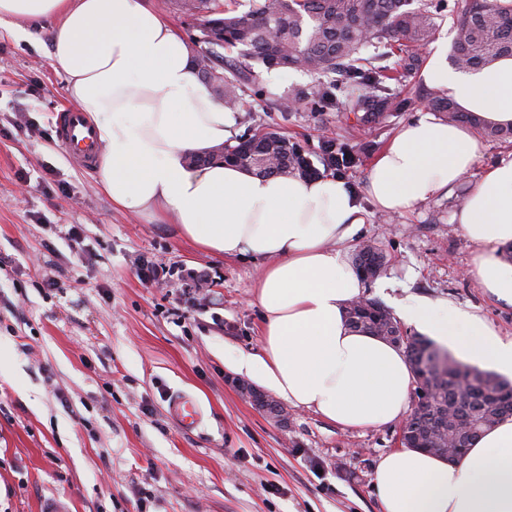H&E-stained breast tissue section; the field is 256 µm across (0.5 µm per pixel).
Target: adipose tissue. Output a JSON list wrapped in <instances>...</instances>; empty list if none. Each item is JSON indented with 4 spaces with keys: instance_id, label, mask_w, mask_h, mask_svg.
Listing matches in <instances>:
<instances>
[{
    "instance_id": "1",
    "label": "adipose tissue",
    "mask_w": 512,
    "mask_h": 512,
    "mask_svg": "<svg viewBox=\"0 0 512 512\" xmlns=\"http://www.w3.org/2000/svg\"><path fill=\"white\" fill-rule=\"evenodd\" d=\"M56 20L47 53L101 150L99 182L114 208L174 220L181 237L224 257L265 266L256 284L260 352L234 370L294 406L337 425L374 428L405 417L412 374L401 348L349 326L345 307L365 288L348 256L365 222L346 181L259 177L220 160L188 164L232 141L239 115L205 83L172 25L146 0H0V25L20 37ZM424 81L464 111L512 123V57L471 73L433 56ZM463 127L421 115L376 156L366 195L380 211L414 210L462 180L478 160ZM474 243L468 270L512 305V155L486 168L453 216ZM417 332L458 358L512 375V340L448 301L414 298L397 308ZM373 484L382 512H512V418L486 430L449 463L429 451L381 455Z\"/></svg>"
}]
</instances>
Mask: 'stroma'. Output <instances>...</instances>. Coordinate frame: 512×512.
<instances>
[{
  "label": "stroma",
  "instance_id": "stroma-1",
  "mask_svg": "<svg viewBox=\"0 0 512 512\" xmlns=\"http://www.w3.org/2000/svg\"><path fill=\"white\" fill-rule=\"evenodd\" d=\"M47 37L0 26V512H39L53 496L71 512H136L141 500L146 512H381L373 468L400 449L399 422L346 429L291 406L283 425L227 383L230 359L262 347L261 261L208 254L175 224L113 208L97 171L58 140L70 101ZM260 81L263 96H244L254 123L277 124L312 153L325 132L351 146L358 161L342 177L359 195L412 117L389 113L359 139L341 108L270 111L310 74L264 70ZM476 140L478 162L449 195L400 215L368 210L354 243L378 247L393 281H369L365 297L389 308L448 299L507 340L512 305L469 276L474 246L452 220L482 171L512 153V138ZM144 262L166 278L143 283ZM192 268L207 288L186 291ZM178 394L199 405L196 427L172 418Z\"/></svg>",
  "mask_w": 512,
  "mask_h": 512
}]
</instances>
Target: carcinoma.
<instances>
[{
	"label": "carcinoma",
	"instance_id": "1",
	"mask_svg": "<svg viewBox=\"0 0 512 512\" xmlns=\"http://www.w3.org/2000/svg\"><path fill=\"white\" fill-rule=\"evenodd\" d=\"M174 8L193 19H201L196 63L202 79L224 98L234 112L244 110L243 94L261 92L255 66L268 70H302L316 76L309 87L293 89L270 103L269 109L284 114L306 107L326 112L339 103L353 114L352 129L364 135L390 112L408 110L414 104L400 97L397 88L420 73L422 49L437 32L436 19L444 15L456 20L457 36L452 60L463 69H481L498 58L512 56V3L505 0H466L460 10L447 0H250L239 9L238 0H172ZM374 54L361 56L367 46ZM236 54L231 59L228 54ZM345 100H340V97ZM428 109L448 122H465L486 137L509 139L512 126L491 123L471 112L460 111L447 95L430 89ZM324 169L340 171L358 161L347 145L324 135L318 146ZM222 159L257 176L306 178L313 173L300 146L280 130L265 127L245 132L236 143L213 149L191 164ZM385 256L364 244L355 253V264L364 270ZM365 306L357 299L347 305L349 324L380 338L395 331L397 319L376 299ZM408 363L418 361L427 374L425 401L408 415L409 430L435 448L445 445L438 431L457 429L456 396L466 395L481 406L485 423L467 437L472 445L481 433L512 417L489 395L512 383L500 376L459 361L431 339L406 334L401 342Z\"/></svg>",
	"mask_w": 512,
	"mask_h": 512
}]
</instances>
